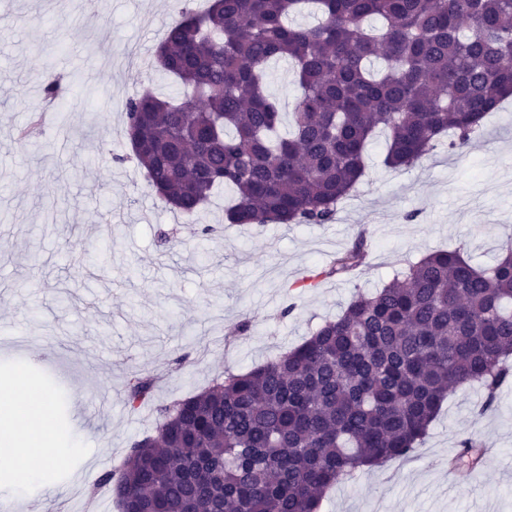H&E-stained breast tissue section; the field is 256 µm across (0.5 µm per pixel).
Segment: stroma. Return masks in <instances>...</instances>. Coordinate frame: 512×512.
Wrapping results in <instances>:
<instances>
[{
    "instance_id": "stroma-1",
    "label": "stroma",
    "mask_w": 512,
    "mask_h": 512,
    "mask_svg": "<svg viewBox=\"0 0 512 512\" xmlns=\"http://www.w3.org/2000/svg\"><path fill=\"white\" fill-rule=\"evenodd\" d=\"M177 10L176 0H110L101 11L84 0H0V236L11 242L0 251V326L36 334L0 344V378L45 389L56 432L82 443L51 484L23 496L0 477V505L12 512H80L132 442L154 432L159 406L296 346L406 261L459 247L487 268L512 239V97L464 151L408 170L384 165L377 137L332 223L228 224L220 196L197 221L175 216L129 158L114 102L148 88L176 96L172 77L151 79L121 52L154 51ZM53 73L66 82L57 103L43 95ZM37 109L38 138L17 143ZM361 232L368 257L353 277L303 287ZM245 319L249 331L236 335ZM160 371L152 397L129 409L131 373ZM92 395L104 410L88 411ZM482 402L479 389L459 387L410 457L362 470L320 512H512V382L491 409ZM467 436L481 445L479 466L449 471Z\"/></svg>"
}]
</instances>
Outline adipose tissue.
<instances>
[{
  "label": "adipose tissue",
  "mask_w": 512,
  "mask_h": 512,
  "mask_svg": "<svg viewBox=\"0 0 512 512\" xmlns=\"http://www.w3.org/2000/svg\"><path fill=\"white\" fill-rule=\"evenodd\" d=\"M51 401L38 388L0 384V470L17 488L46 477L63 455L51 436Z\"/></svg>",
  "instance_id": "1"
}]
</instances>
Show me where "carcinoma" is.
Returning <instances> with one entry per match:
<instances>
[{
    "mask_svg": "<svg viewBox=\"0 0 512 512\" xmlns=\"http://www.w3.org/2000/svg\"><path fill=\"white\" fill-rule=\"evenodd\" d=\"M313 9L318 22L288 17ZM291 62L283 112L269 66ZM177 100L126 102L125 137L149 187L195 220L232 190L229 224H328L365 173L374 135L407 170L462 149L512 94V0H207L184 3L155 53ZM487 269L436 250L396 271L302 344L159 408L155 434L105 474L121 512H319L323 493L367 466L409 457L448 393L466 384L493 406L512 377V244ZM361 236L309 278L347 277ZM154 380L131 374L136 408ZM465 437L452 463L474 468Z\"/></svg>",
    "mask_w": 512,
    "mask_h": 512,
    "instance_id": "obj_1",
    "label": "carcinoma"
}]
</instances>
